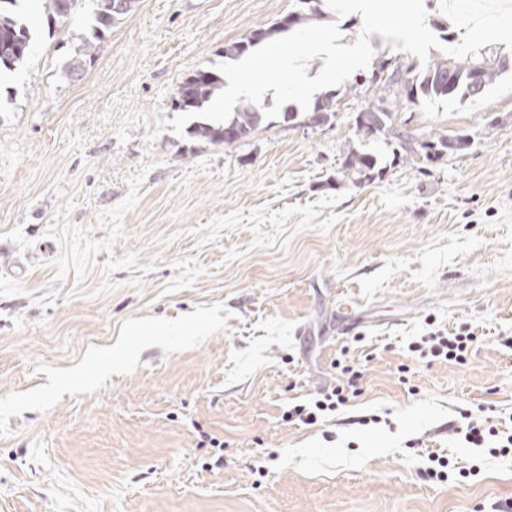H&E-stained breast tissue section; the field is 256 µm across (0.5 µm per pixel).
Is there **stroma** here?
<instances>
[{"label":"stroma","instance_id":"35a3bbf8","mask_svg":"<svg viewBox=\"0 0 512 512\" xmlns=\"http://www.w3.org/2000/svg\"><path fill=\"white\" fill-rule=\"evenodd\" d=\"M302 0H137L82 76L79 0L0 73V512H492L512 451V67L396 127L469 148L393 161L340 86L322 126L212 144L171 94ZM374 153L371 181L345 168ZM469 328L465 364L412 344ZM361 370L312 425L296 404ZM434 456L445 476L426 479ZM502 433V435H500ZM507 432L498 431L494 425L485 426L481 423L468 422L466 425V431L464 438L469 443L475 445L476 447H482L486 444L487 437H498L497 443L499 446L489 447L492 448L489 450L490 455L497 454V448H502L499 451L500 456L506 454L507 448L512 447V433L505 435ZM495 456V455H494Z\"/></svg>","mask_w":512,"mask_h":512}]
</instances>
